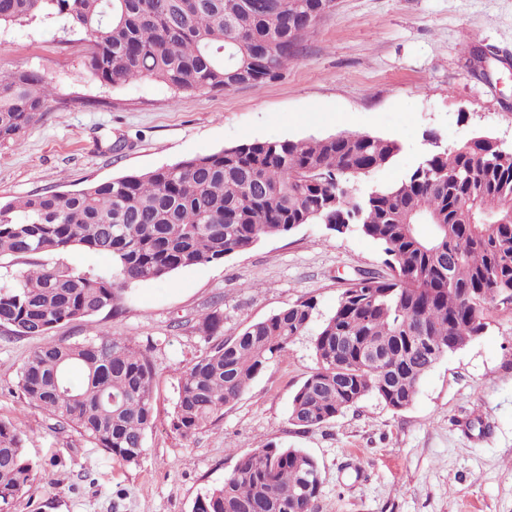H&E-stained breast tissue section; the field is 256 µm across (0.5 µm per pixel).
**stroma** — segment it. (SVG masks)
I'll return each mask as SVG.
<instances>
[{"instance_id": "35a3bbf8", "label": "stroma", "mask_w": 512, "mask_h": 512, "mask_svg": "<svg viewBox=\"0 0 512 512\" xmlns=\"http://www.w3.org/2000/svg\"><path fill=\"white\" fill-rule=\"evenodd\" d=\"M82 34L54 19L0 28V70L37 69L80 105L43 113L21 147L0 145V204L45 190H75L256 139L326 137L344 130L395 140L396 160L353 193L393 184L433 146L483 132L512 144V0H336L298 61L260 86L173 96L142 80L112 88L93 79ZM64 263L111 271L108 255L76 251L0 257V281ZM387 274L375 242L307 224L208 265L128 287L119 315L64 323L48 337L0 328V421L14 425L34 464L25 493L4 512H192L238 459L269 445L318 462V512H512V310H493L484 333L449 354L394 411L364 399L336 421L302 430L291 399L316 369L298 337L190 438L171 421L182 372L209 348L196 325L213 302L225 336L302 299L313 327L336 308L348 278ZM150 349L155 420L139 461L104 453L51 413L28 406L24 360L45 340L79 342L96 331Z\"/></svg>"}]
</instances>
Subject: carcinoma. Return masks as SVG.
Listing matches in <instances>:
<instances>
[{
	"label": "carcinoma",
	"instance_id": "1",
	"mask_svg": "<svg viewBox=\"0 0 512 512\" xmlns=\"http://www.w3.org/2000/svg\"><path fill=\"white\" fill-rule=\"evenodd\" d=\"M321 0H0V26L54 18L85 35L88 68L112 87L150 79L175 93L230 91L279 76L299 58ZM39 70L0 74V145L22 136L52 104ZM397 142L341 132L257 140L78 190L0 205V256L78 248L109 254L110 274L39 265L0 286V327L46 336L63 322L116 312L126 287L224 260L303 224L353 230L381 248L390 273L350 280L313 334L318 367L294 393L289 421L323 426L367 397L400 411L423 377L512 307V152L471 140L430 154L401 181L350 194L389 165ZM430 226L424 237L418 226ZM314 301L299 300L224 337L215 305L196 330L213 344L183 372L172 425L190 437L223 416L253 380L309 331ZM425 338L431 350L422 348ZM384 361L363 360L368 349ZM153 366L131 338L98 331L50 341L24 361L19 387L113 458L138 461L154 421ZM23 439L0 421V503L30 483ZM316 459L267 446L242 456L192 512H317Z\"/></svg>",
	"mask_w": 512,
	"mask_h": 512
}]
</instances>
